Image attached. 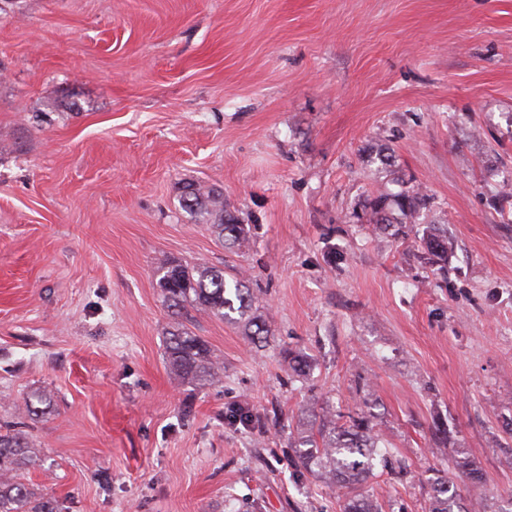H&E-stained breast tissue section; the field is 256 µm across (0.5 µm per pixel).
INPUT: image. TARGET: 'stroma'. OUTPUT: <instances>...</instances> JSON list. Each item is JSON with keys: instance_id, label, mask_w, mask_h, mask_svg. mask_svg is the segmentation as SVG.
<instances>
[{"instance_id": "35a3bbf8", "label": "stroma", "mask_w": 512, "mask_h": 512, "mask_svg": "<svg viewBox=\"0 0 512 512\" xmlns=\"http://www.w3.org/2000/svg\"><path fill=\"white\" fill-rule=\"evenodd\" d=\"M402 181L445 273L373 218ZM169 261L244 269L265 350L172 317ZM177 325L219 383L171 373ZM311 401L374 414L382 512H428L440 478L478 512L512 493V0H0V424L25 482L61 512H343L291 448ZM182 202L189 212L200 214L211 221L227 248L240 249L248 242L249 230L245 224H238L228 204L210 191L204 192L195 184H188L184 187ZM424 251L434 263L439 265L438 271H444L448 264V237L436 232L435 225H425L420 238Z\"/></svg>"}]
</instances>
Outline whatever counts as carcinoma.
Here are the masks:
<instances>
[{"label": "carcinoma", "instance_id": "cac0c4a2", "mask_svg": "<svg viewBox=\"0 0 512 512\" xmlns=\"http://www.w3.org/2000/svg\"><path fill=\"white\" fill-rule=\"evenodd\" d=\"M427 198L419 192L400 193L393 199L377 195L372 206L380 224L390 223L386 210L390 205L400 211L401 223L415 224ZM183 207L211 221L224 245L241 248L248 242L249 230L237 223L228 204L211 192L194 184L184 187ZM424 251L439 265L448 264V237L436 232L435 225H425L420 238ZM159 286L169 307L182 309L190 305L210 313L227 323L242 327L252 344L264 343L268 329L258 313V298L246 286L241 272L226 273L207 265L188 267L167 262L159 270ZM165 358L170 368L182 379L200 389L219 382L223 363L198 336L182 329L170 333L165 344ZM317 428L297 431L291 448L300 465L317 468L333 486L349 495L345 512H379L378 504L358 497L356 490L374 461H386L381 440L374 429V416L362 411L342 423L340 416L328 409L315 412ZM34 463V452L24 436L10 427L0 429V512H56L51 499L37 494L22 480V472ZM452 492L445 481L436 482L429 512H465L462 506H452Z\"/></svg>", "mask_w": 512, "mask_h": 512}]
</instances>
